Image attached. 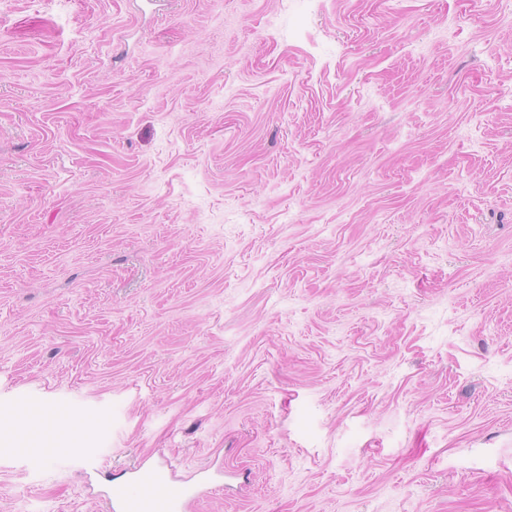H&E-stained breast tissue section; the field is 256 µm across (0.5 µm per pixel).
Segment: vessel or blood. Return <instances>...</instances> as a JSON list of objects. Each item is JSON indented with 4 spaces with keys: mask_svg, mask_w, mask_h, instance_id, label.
Instances as JSON below:
<instances>
[{
    "mask_svg": "<svg viewBox=\"0 0 512 512\" xmlns=\"http://www.w3.org/2000/svg\"><path fill=\"white\" fill-rule=\"evenodd\" d=\"M194 489L177 482L164 468L137 464L112 490L113 512H187Z\"/></svg>",
    "mask_w": 512,
    "mask_h": 512,
    "instance_id": "1",
    "label": "vessel or blood"
}]
</instances>
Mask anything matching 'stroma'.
I'll return each instance as SVG.
<instances>
[{
	"instance_id": "35a3bbf8",
	"label": "stroma",
	"mask_w": 512,
	"mask_h": 512,
	"mask_svg": "<svg viewBox=\"0 0 512 512\" xmlns=\"http://www.w3.org/2000/svg\"><path fill=\"white\" fill-rule=\"evenodd\" d=\"M0 441V512H512V0H0ZM194 489L174 480L158 466L138 463L130 477L113 487L112 510L116 512H186L195 498Z\"/></svg>"
}]
</instances>
